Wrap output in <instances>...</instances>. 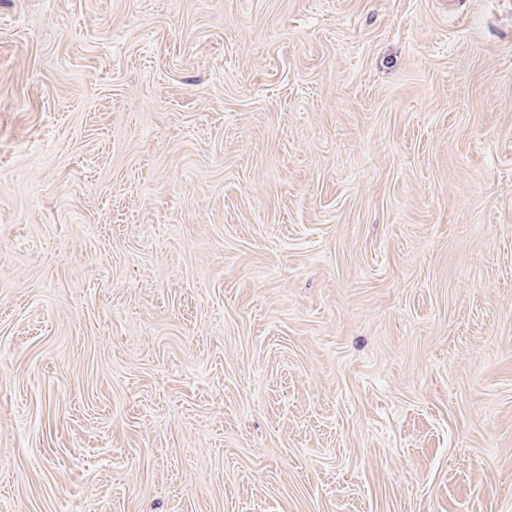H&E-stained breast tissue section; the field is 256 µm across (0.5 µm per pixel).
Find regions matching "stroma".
<instances>
[{"label":"stroma","instance_id":"obj_1","mask_svg":"<svg viewBox=\"0 0 512 512\" xmlns=\"http://www.w3.org/2000/svg\"><path fill=\"white\" fill-rule=\"evenodd\" d=\"M0 512H512V0H0Z\"/></svg>","mask_w":512,"mask_h":512}]
</instances>
